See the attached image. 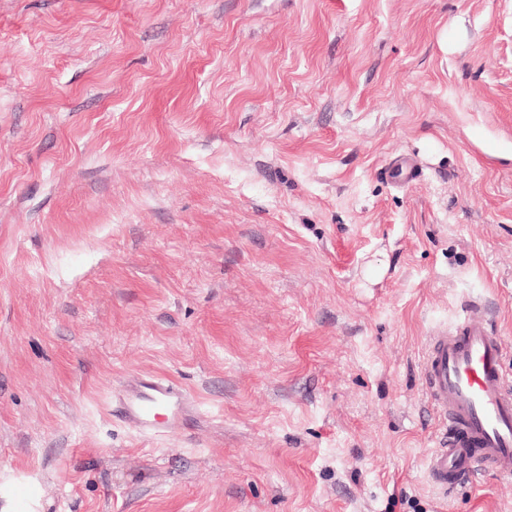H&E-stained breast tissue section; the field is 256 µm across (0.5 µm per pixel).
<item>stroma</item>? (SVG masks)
<instances>
[{
  "label": "stroma",
  "mask_w": 512,
  "mask_h": 512,
  "mask_svg": "<svg viewBox=\"0 0 512 512\" xmlns=\"http://www.w3.org/2000/svg\"><path fill=\"white\" fill-rule=\"evenodd\" d=\"M467 309L512 371V0H0V512H512L425 472ZM193 401L162 377H129L112 398V417L140 433L170 429L187 419Z\"/></svg>",
  "instance_id": "35a3bbf8"
}]
</instances>
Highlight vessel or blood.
<instances>
[{
    "label": "vessel or blood",
    "mask_w": 512,
    "mask_h": 512,
    "mask_svg": "<svg viewBox=\"0 0 512 512\" xmlns=\"http://www.w3.org/2000/svg\"><path fill=\"white\" fill-rule=\"evenodd\" d=\"M489 321L465 316L430 339L423 368L426 392L448 422V441L432 449L426 472L442 495L481 473L512 479V375ZM193 401L162 377H129L112 399V416L141 433L187 419Z\"/></svg>",
    "instance_id": "1"
}]
</instances>
